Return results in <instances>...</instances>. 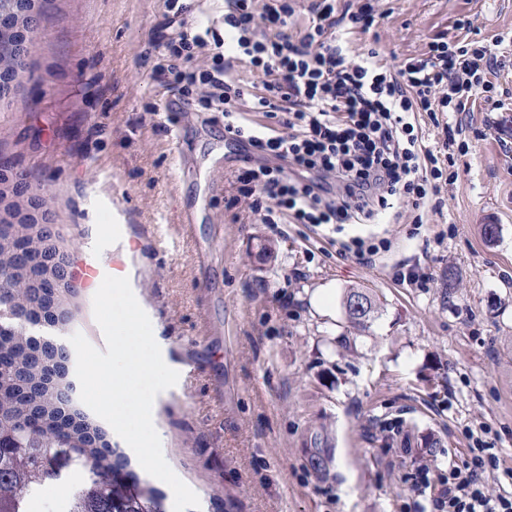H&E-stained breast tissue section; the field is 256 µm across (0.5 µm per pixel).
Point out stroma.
Instances as JSON below:
<instances>
[{
	"label": "stroma",
	"mask_w": 512,
	"mask_h": 512,
	"mask_svg": "<svg viewBox=\"0 0 512 512\" xmlns=\"http://www.w3.org/2000/svg\"><path fill=\"white\" fill-rule=\"evenodd\" d=\"M351 46L388 64L435 38L512 37V0H380ZM161 0H47L42 33L0 101V162L31 176L5 203L53 226L74 266L114 272L121 254L178 383L152 417L169 466L200 512H410L418 466L464 459L471 431L499 449L490 489L512 470V62L493 78L506 104L477 99L467 154L422 227L380 224L376 264L342 254L308 224H263L226 205L250 149L215 112L172 100L141 53ZM500 227L489 242L482 228ZM415 266L419 288L395 277ZM373 296L369 328L342 298ZM82 274L63 294L59 340L105 339ZM441 443L426 447L427 434ZM360 296L365 297L367 305L364 308L363 300L357 299V297ZM351 304L353 309L360 311L363 308V310L360 313L355 312L351 309ZM343 308L345 310L346 318L351 325L359 329H365L374 317L376 303L375 300L366 294L363 289L352 288L344 298Z\"/></svg>",
	"instance_id": "1"
}]
</instances>
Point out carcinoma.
Returning a JSON list of instances; mask_svg holds the SVG:
<instances>
[{"mask_svg": "<svg viewBox=\"0 0 512 512\" xmlns=\"http://www.w3.org/2000/svg\"><path fill=\"white\" fill-rule=\"evenodd\" d=\"M20 2L0 0V59L13 60L0 79H13L27 65L15 52L16 29L24 23ZM29 228L0 217V431L12 434L0 446V512H32L43 487L70 471L82 478L60 512H167L165 495L130 468L126 454L45 384L43 373L60 353L25 330L38 318L36 307L48 302L36 287L44 271L24 267L22 253L37 248ZM360 296L366 306L358 313L351 304ZM343 308L351 325L365 329L376 303L352 288Z\"/></svg>", "mask_w": 512, "mask_h": 512, "instance_id": "cac0c4a2", "label": "carcinoma"}]
</instances>
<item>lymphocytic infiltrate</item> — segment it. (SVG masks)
Instances as JSON below:
<instances>
[{"label":"lymphocytic infiltrate","instance_id":"1","mask_svg":"<svg viewBox=\"0 0 512 512\" xmlns=\"http://www.w3.org/2000/svg\"><path fill=\"white\" fill-rule=\"evenodd\" d=\"M190 0H163L152 46L150 81L186 104L221 113L225 132L255 149L258 166L239 171L233 203L264 224H379L398 207L421 208L456 180L453 147L459 115L491 92L500 65L492 44L462 37L432 41L425 56L387 66L377 50L352 54L337 38L346 25L368 32L378 0H310L298 23L296 0H224V28L192 19ZM245 64L260 79L235 74ZM277 117L280 127L245 119ZM445 112L441 144L428 147L417 113ZM497 458L473 438L465 460L418 472L413 512H512V492L492 493L483 480Z\"/></svg>","mask_w":512,"mask_h":512}]
</instances>
